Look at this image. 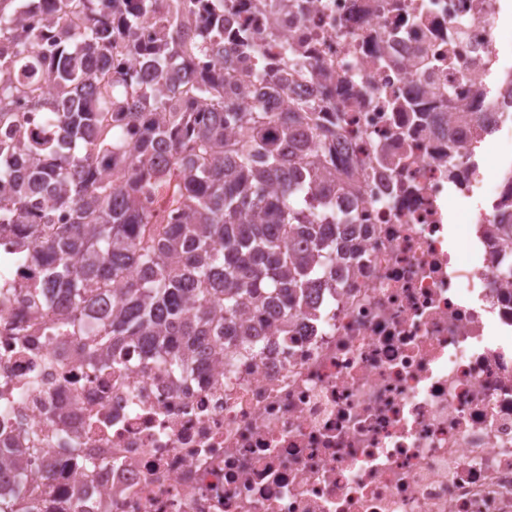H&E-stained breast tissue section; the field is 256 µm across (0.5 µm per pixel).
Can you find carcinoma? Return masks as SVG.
Returning a JSON list of instances; mask_svg holds the SVG:
<instances>
[{
    "label": "carcinoma",
    "mask_w": 512,
    "mask_h": 512,
    "mask_svg": "<svg viewBox=\"0 0 512 512\" xmlns=\"http://www.w3.org/2000/svg\"><path fill=\"white\" fill-rule=\"evenodd\" d=\"M51 2L29 25L37 3L0 0V228L45 270L34 292L64 309L43 335L67 329L102 369L135 348L146 366L187 374L221 348L212 337L258 335L248 313L301 303L336 264L328 104L288 96L261 43L251 73L225 66L228 0ZM255 78L288 109L267 111ZM19 112L39 113L42 134ZM163 187L170 204L147 208ZM494 230L512 251L511 209ZM35 463L0 455V477L17 478L0 512H35Z\"/></svg>",
    "instance_id": "obj_1"
}]
</instances>
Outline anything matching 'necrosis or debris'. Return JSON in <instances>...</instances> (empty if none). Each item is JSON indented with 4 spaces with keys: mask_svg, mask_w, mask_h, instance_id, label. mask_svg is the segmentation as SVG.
<instances>
[{
    "mask_svg": "<svg viewBox=\"0 0 512 512\" xmlns=\"http://www.w3.org/2000/svg\"><path fill=\"white\" fill-rule=\"evenodd\" d=\"M503 0H234L224 57L266 41L315 68L336 257L287 334L225 346L179 377L130 353L115 373L53 319L41 276L0 242V446L39 448L42 512H512V284L493 232L512 201V36ZM470 113V121L459 118ZM37 438H30V431Z\"/></svg>",
    "mask_w": 512,
    "mask_h": 512,
    "instance_id": "necrosis-or-debris-1",
    "label": "necrosis or debris"
}]
</instances>
